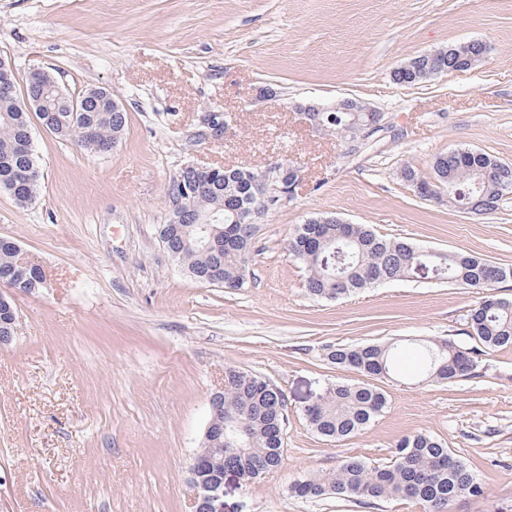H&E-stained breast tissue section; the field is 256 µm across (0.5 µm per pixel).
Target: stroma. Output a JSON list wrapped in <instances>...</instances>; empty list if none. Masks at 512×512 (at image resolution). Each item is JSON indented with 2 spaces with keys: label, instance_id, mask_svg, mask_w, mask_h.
Segmentation results:
<instances>
[{
  "label": "stroma",
  "instance_id": "35a3bbf8",
  "mask_svg": "<svg viewBox=\"0 0 512 512\" xmlns=\"http://www.w3.org/2000/svg\"><path fill=\"white\" fill-rule=\"evenodd\" d=\"M470 41L486 53L468 70L393 78L417 55ZM1 59L20 81L40 67L67 89L110 92L128 124L98 155L32 122L37 198L22 207L0 191V237L48 281L37 293L0 284L18 315L0 346V512H194L190 466L228 365L277 385L289 419L277 469L248 483L225 473L224 512H421L290 491L346 456L387 462L419 431L482 486L450 512H512V345L453 384L404 360L374 378L387 406L356 436L323 439L304 416L353 378L328 363L327 346L476 347L466 321L478 293L413 277L316 299L286 250L297 225L332 214L512 266V194L476 216L418 197L401 177L407 166L430 175L433 157L455 149L512 165V0H0ZM343 98L384 117L353 151L294 110ZM208 112L229 120L221 139L198 136ZM273 161L298 164L304 179L257 224L245 288L189 278L159 239L170 178L186 164Z\"/></svg>",
  "mask_w": 512,
  "mask_h": 512
}]
</instances>
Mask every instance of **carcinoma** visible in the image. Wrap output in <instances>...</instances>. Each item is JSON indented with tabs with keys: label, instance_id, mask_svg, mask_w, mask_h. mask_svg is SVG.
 Segmentation results:
<instances>
[{
	"label": "carcinoma",
	"instance_id": "carcinoma-1",
	"mask_svg": "<svg viewBox=\"0 0 512 512\" xmlns=\"http://www.w3.org/2000/svg\"><path fill=\"white\" fill-rule=\"evenodd\" d=\"M484 53L479 42H466L409 60L394 77L402 84H417L435 77L437 70L472 68ZM0 190L19 206L35 201L39 170L32 146L30 111L23 98L36 103L35 116L59 139L90 153L109 152L128 124L127 113L118 114L89 90L77 96L66 90L49 72L35 81L25 80L18 90L13 72L0 71ZM341 100L334 112L321 116L323 130L354 146L369 139L367 125L373 112H351ZM433 176L426 178L408 166L405 182L428 187L423 198H436L448 190V205L463 206L471 214L489 215L499 209L503 196L512 193V166L480 151L459 149L434 158ZM260 171L233 167L216 172L211 184L190 201L197 217L217 216L214 233L222 238L219 249H206L197 239L204 235L199 224L166 222L160 241L172 260L192 279L203 282L210 270L224 273V287L242 288L247 282L248 259L258 215L252 182ZM288 254L307 269L304 288L317 299L335 300L381 283L428 273L471 288L481 294L469 310L467 325L486 349L512 345V299L495 293L496 285L512 280V267L498 266L472 254L428 251L398 238H387L364 224H347L336 216L311 218L297 226L288 240ZM20 249L9 238H0V281L25 293L47 287L46 275L37 266L19 273ZM428 378L456 382L476 373L479 349H465L450 342H430L415 347ZM401 346L392 344L330 345L329 363L363 377L394 370ZM281 389L271 382L233 366L224 367V447L248 449L244 459L224 456V468L236 470L248 481L261 478L283 461L282 435L288 426V410L279 400ZM385 395L365 381L338 382L305 410L311 429L320 437L336 440L365 430L386 408ZM301 499L331 495L360 502L401 500L415 503L423 512H448L457 496H479L482 487L467 463L434 436L415 432L395 445L389 462L373 466L358 456L342 460L335 470L310 474L291 485Z\"/></svg>",
	"mask_w": 512,
	"mask_h": 512
}]
</instances>
